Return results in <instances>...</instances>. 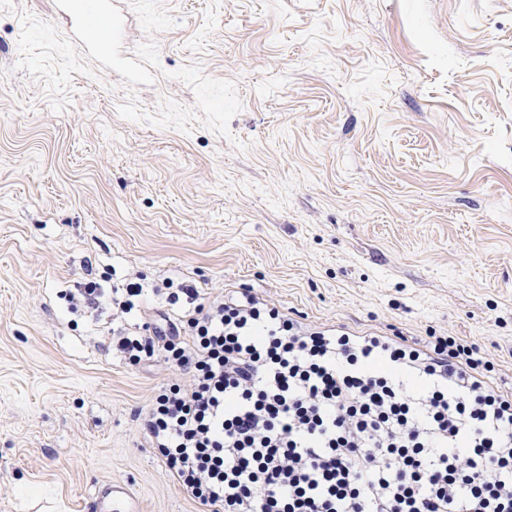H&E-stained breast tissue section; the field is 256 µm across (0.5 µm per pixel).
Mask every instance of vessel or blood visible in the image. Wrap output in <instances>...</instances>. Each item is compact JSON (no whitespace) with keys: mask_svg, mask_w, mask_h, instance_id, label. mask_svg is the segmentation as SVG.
<instances>
[{"mask_svg":"<svg viewBox=\"0 0 512 512\" xmlns=\"http://www.w3.org/2000/svg\"><path fill=\"white\" fill-rule=\"evenodd\" d=\"M132 0H98L96 20L92 25L82 22V0H57L55 12L72 19V36L83 46L85 54L96 56L103 67H111V55L102 53V46L110 42L116 32L117 10H131ZM92 512H141L138 497L128 487L106 482L98 486L91 503Z\"/></svg>","mask_w":512,"mask_h":512,"instance_id":"b4317fda","label":"vessel or blood"}]
</instances>
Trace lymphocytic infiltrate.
<instances>
[{
    "label": "lymphocytic infiltrate",
    "mask_w": 512,
    "mask_h": 512,
    "mask_svg": "<svg viewBox=\"0 0 512 512\" xmlns=\"http://www.w3.org/2000/svg\"><path fill=\"white\" fill-rule=\"evenodd\" d=\"M151 290L182 315L115 347L170 365L141 426L202 512H512V391L476 344L306 327L247 290Z\"/></svg>",
    "instance_id": "obj_1"
}]
</instances>
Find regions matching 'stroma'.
Masks as SVG:
<instances>
[{
    "label": "stroma",
    "instance_id": "1",
    "mask_svg": "<svg viewBox=\"0 0 512 512\" xmlns=\"http://www.w3.org/2000/svg\"><path fill=\"white\" fill-rule=\"evenodd\" d=\"M111 71L0 0V512H198L107 348L109 276L248 290L302 325L460 336L512 387V0H140ZM93 512H140L138 497L120 483L105 482L98 486L91 503Z\"/></svg>",
    "mask_w": 512,
    "mask_h": 512
}]
</instances>
